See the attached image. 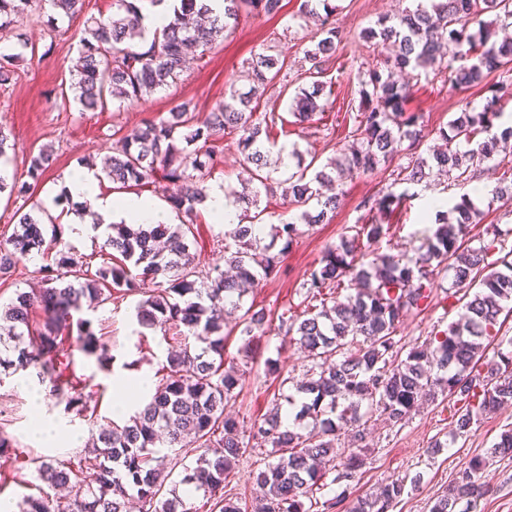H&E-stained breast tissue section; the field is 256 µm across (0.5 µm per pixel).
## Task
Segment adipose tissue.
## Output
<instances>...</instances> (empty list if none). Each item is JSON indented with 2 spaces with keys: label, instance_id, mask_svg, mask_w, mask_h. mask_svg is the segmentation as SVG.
I'll return each instance as SVG.
<instances>
[{
  "label": "adipose tissue",
  "instance_id": "adipose-tissue-1",
  "mask_svg": "<svg viewBox=\"0 0 512 512\" xmlns=\"http://www.w3.org/2000/svg\"><path fill=\"white\" fill-rule=\"evenodd\" d=\"M97 175L91 170L77 172L65 183V192L72 200L86 205L88 210L97 214L98 223L65 222L64 234L78 238L85 235L101 236L114 218L121 217L128 221H139L148 224L168 223L169 214L166 209L148 198L129 193L120 197H103L95 190Z\"/></svg>",
  "mask_w": 512,
  "mask_h": 512
}]
</instances>
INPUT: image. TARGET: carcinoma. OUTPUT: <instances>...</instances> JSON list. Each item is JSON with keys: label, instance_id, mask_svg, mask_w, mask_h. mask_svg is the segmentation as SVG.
I'll list each match as a JSON object with an SVG mask.
<instances>
[{"label": "carcinoma", "instance_id": "carcinoma-1", "mask_svg": "<svg viewBox=\"0 0 512 512\" xmlns=\"http://www.w3.org/2000/svg\"><path fill=\"white\" fill-rule=\"evenodd\" d=\"M181 16L154 35L146 46L142 9L137 0H112V15L91 21L79 40L75 99L86 111L104 110L111 101L134 103L167 85L183 72L186 50L207 51L237 25L242 15L275 16L282 0H224V15L212 14L197 0H180ZM85 0H0V31L51 8L61 17L79 18ZM336 5L331 0H302L300 17L316 22L315 44L305 50L310 70L320 74L341 43L334 23ZM492 14L484 21L481 16ZM478 25L475 32L470 25ZM512 27V0H411V5L393 17H381L368 32L377 49L379 66L359 72V93L367 106L357 115L353 141L347 152L328 167L308 172L306 161L292 147L288 155L295 166L285 167L283 178L271 184L263 169L282 165L285 147L270 141V131L281 120L273 111L263 119L254 117L263 89L281 71L273 55H261L251 63L253 85L246 93H232L219 102L204 120L186 104L175 106L169 118L147 123L119 141L116 152L103 160L101 171L117 190L158 181L173 209L184 215L180 224H111L104 248L108 258L95 270L89 263L58 252L53 263L43 267L42 288L19 292L14 301L0 305V367L35 371L38 381L49 382L56 395L64 392L62 373L56 367L58 352L75 336V347L99 363L113 359L88 319H74L82 306L96 308L112 299V291L135 295L147 281L156 284L153 293L135 306L138 325L160 330L172 342L166 356V375L144 408L122 425L100 429L94 451L79 456L78 468L71 461L40 460L35 472L48 487H69L74 494L62 503L49 493L27 495L16 504L17 512H127L129 499L141 503L142 512H188L174 492L166 489L170 472L165 470L162 448L202 449L194 462L183 465L184 482L197 492L212 494L224 486L236 462L246 452L239 421L224 413V403L235 398L243 374L224 360V314L226 307L242 308L241 299L260 281L276 272L280 256L299 235L294 222L282 225L272 241L261 243L256 233L262 221L258 198L261 191L277 187L288 202L300 210L303 224H321L343 196L338 190L328 196L319 187L342 181L347 173H368L381 164L400 160L396 180L417 184L436 173L455 175L458 181L472 179L470 162L478 157L512 164V126L495 129L504 104L491 95L478 109L466 106L448 128L437 131L442 145L424 155L418 148L430 136L423 115L409 112V83L399 74L411 69L438 68L443 83L455 89L480 86L492 73L512 76V37L499 33ZM18 55L0 51V89L15 79ZM320 84L301 88L291 97L296 122L313 121L325 111L320 102ZM184 129L188 144L202 143L191 152L176 144ZM236 134L243 161L254 166L259 186L244 192L237 201L245 204L238 222L227 225L224 235L233 246L224 247V262L232 271L212 274L197 270L195 257L185 242L196 216V206L206 196V163L201 160L207 143ZM462 143L467 150L452 147ZM52 162L47 149L28 154V180L7 183L0 174V193L9 191L28 202L32 187L42 179ZM408 192H387L359 207L391 214L401 207ZM452 211V220L439 223L408 261L383 247L387 227L380 221L351 227L339 244L329 248L320 267L306 283V310L301 315L281 317L283 336L300 345L311 357L306 379L297 385L310 396L300 415L312 420L311 429L300 433L283 424L278 414L252 427V437L272 448L274 461L256 478L261 493V512H310L305 501L329 485L345 484L336 495L340 503L348 485L365 466L364 427L375 415L399 423L418 402L455 399L452 439L464 436L482 417L512 405V339H498L499 316L512 312V262L501 258L496 267L488 261L504 249L494 237L477 248L465 245L468 227L479 222V212L463 197ZM33 203L20 214L13 235L0 242V279L15 273L19 261L44 254L61 244L59 218L48 216ZM52 224L47 233L46 224ZM284 244L275 249V240ZM452 273V287L477 288L460 306L458 319L421 346L407 347L397 339L404 320L429 305V278L434 272ZM350 290L336 300V290ZM265 316L244 310L238 326L245 336L244 357H250L254 331L264 329ZM497 343L496 359L486 360V349ZM355 429L356 444L336 447L338 432ZM512 455V426L503 429L484 454L470 458L453 480L448 492L437 498L430 512H475L488 492L481 482L488 456ZM420 476L386 480L375 494L353 502L348 512H389L404 495L407 483Z\"/></svg>", "mask_w": 512, "mask_h": 512}]
</instances>
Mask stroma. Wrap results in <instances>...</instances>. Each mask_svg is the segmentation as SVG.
Returning <instances> with one entry per match:
<instances>
[{
    "mask_svg": "<svg viewBox=\"0 0 512 512\" xmlns=\"http://www.w3.org/2000/svg\"><path fill=\"white\" fill-rule=\"evenodd\" d=\"M334 2L342 41L320 76L328 92V110L322 120L308 124L294 123L288 111L289 95L311 83L310 64L304 52L311 46L316 26L314 22L297 19L301 0H283L280 14L272 18L241 17L223 41L207 51L202 60L191 62L171 86L127 106L110 104L101 112L81 109L70 88V70L78 57L76 31L83 29L85 20L110 15L112 0H87L82 20L73 23L61 19L53 25L46 16L30 17L10 38L11 45L21 53L16 62V80L9 88L0 89V127L17 142V151L9 162L11 178L25 180L28 153L49 148L54 162L33 198L41 202L59 197L66 179L76 170L100 163L111 155L120 137L142 127L145 121L167 118L170 109L181 102L188 103L191 111L205 115L233 90L248 88L251 58L266 51L283 63L259 105L260 110L275 111L285 120L283 128L273 129V137L278 143L297 145L305 156L314 158L316 166L326 165L338 157L352 129L351 123H336V114L357 115L361 106L357 76L377 63L376 53L368 49L364 40L365 34L380 16L396 14L406 5V0ZM409 83V110L422 113L435 129L447 126L465 105H482L492 91L502 96L507 112L512 113V81L501 82L495 74L487 77L484 86L463 90L450 89L441 79L425 73L410 74ZM207 169V188H221L226 195L241 192L249 184L250 171L233 137L217 141ZM480 177L499 188L501 194L475 200L482 216L480 223L470 227V244L479 246L497 232L505 247L511 248L512 194L506 188L512 185V171L486 167L481 169ZM392 182L391 170L384 165L374 172L345 179L342 188L346 196L331 222L302 226L278 273L244 296V305L265 313L266 324L262 337L252 344L251 358L243 356L239 332L224 339L225 359L237 363L245 373L242 390L227 407L243 428H250L256 419L274 408L280 414L291 415L292 425L309 428V420L297 418L298 408L290 399L311 362L307 351L299 345L283 343L279 317L285 312L297 315L303 311V285L319 267L326 249L339 243L347 227L362 223L365 212L359 207L360 201L391 191ZM417 192V197L406 201L389 218L390 248L407 259L415 257L417 247L433 226L424 217V196L443 195L453 204L467 194L468 187L445 176H433L419 185ZM197 215L193 234L187 239L197 267L202 271L223 267L224 228L211 223L205 209H198ZM451 283V275H433L428 307L408 317L398 330L403 343L423 344L431 334L446 329L455 320L457 310L447 299ZM137 301L133 295L82 312L84 318L91 320L94 330L102 332L111 349L113 359L107 366H100L96 359L85 357L70 344L64 345L59 356L60 361L67 363L69 373L80 378L83 398L96 405L95 419L66 412L63 402L51 395L49 384L39 383L34 375L19 371L0 378V429L15 441L14 451L0 454V500L17 501L37 494L34 458L67 460L80 455L91 446L100 425L123 422V415L114 409L116 398L121 395L117 391L119 381L135 371L155 375L164 364L168 344L161 333H141L134 315ZM269 358L277 360V373L267 372L265 361ZM36 407L46 420H62L72 425L80 434L78 442L52 447L33 435L27 418ZM452 415L447 403L427 402L401 423L368 422L364 438L366 465L360 480L351 483L350 496L375 493L393 475L417 474L420 484L409 488L392 512H429L470 457L485 453L504 426L512 425L509 406L483 418L475 431L454 441L450 438ZM437 439L443 447L438 454L429 455L428 448ZM268 454L266 447H248L225 483L224 494L238 498L244 512H251L255 503L259 493L256 476L267 464ZM481 480L489 492L478 503L476 512H512V456L490 460Z\"/></svg>",
    "mask_w": 512,
    "mask_h": 512,
    "instance_id": "stroma-1",
    "label": "stroma"
}]
</instances>
